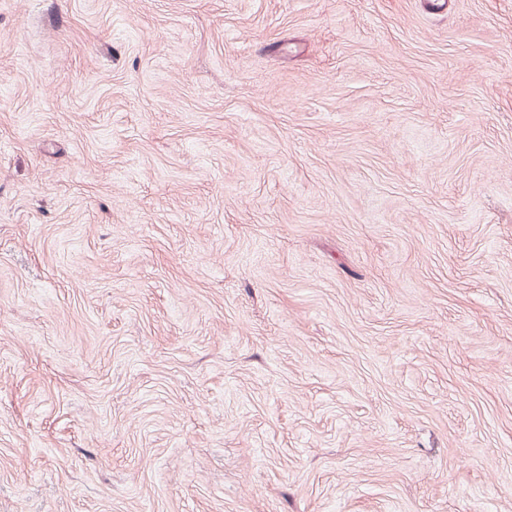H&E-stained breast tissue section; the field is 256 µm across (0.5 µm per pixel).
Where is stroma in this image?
Segmentation results:
<instances>
[{
	"label": "stroma",
	"instance_id": "stroma-1",
	"mask_svg": "<svg viewBox=\"0 0 512 512\" xmlns=\"http://www.w3.org/2000/svg\"><path fill=\"white\" fill-rule=\"evenodd\" d=\"M0 512H512V0H0Z\"/></svg>",
	"mask_w": 512,
	"mask_h": 512
}]
</instances>
